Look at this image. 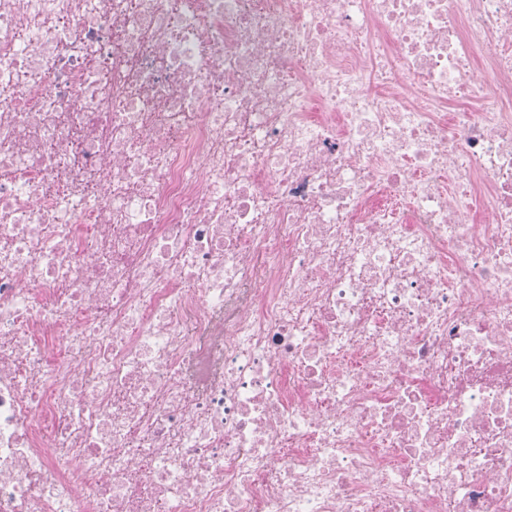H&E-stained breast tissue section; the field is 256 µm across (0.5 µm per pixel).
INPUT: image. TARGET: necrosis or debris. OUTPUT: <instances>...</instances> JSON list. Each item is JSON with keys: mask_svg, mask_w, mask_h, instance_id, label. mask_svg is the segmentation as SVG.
<instances>
[{"mask_svg": "<svg viewBox=\"0 0 512 512\" xmlns=\"http://www.w3.org/2000/svg\"><path fill=\"white\" fill-rule=\"evenodd\" d=\"M512 512V0H0V512Z\"/></svg>", "mask_w": 512, "mask_h": 512, "instance_id": "obj_1", "label": "necrosis or debris"}]
</instances>
